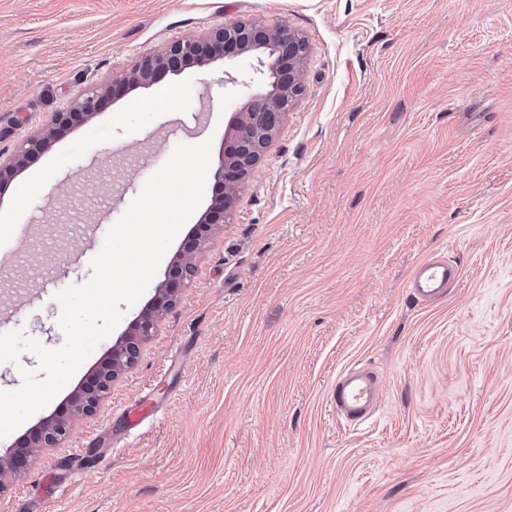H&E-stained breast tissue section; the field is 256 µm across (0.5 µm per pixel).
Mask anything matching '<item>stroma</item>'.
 Instances as JSON below:
<instances>
[{
	"label": "stroma",
	"mask_w": 512,
	"mask_h": 512,
	"mask_svg": "<svg viewBox=\"0 0 512 512\" xmlns=\"http://www.w3.org/2000/svg\"><path fill=\"white\" fill-rule=\"evenodd\" d=\"M249 21L305 37L301 96L177 308L0 512H512V0H0V157L171 40ZM251 71L183 66L28 159L0 194V333L64 344L55 294L90 279L178 144L211 141L218 166ZM438 254L460 283L413 301ZM355 365L382 387L360 426L329 405ZM144 405L158 416L129 436Z\"/></svg>",
	"instance_id": "1"
}]
</instances>
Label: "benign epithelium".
I'll return each mask as SVG.
<instances>
[{
    "label": "benign epithelium",
    "instance_id": "7a95c632",
    "mask_svg": "<svg viewBox=\"0 0 512 512\" xmlns=\"http://www.w3.org/2000/svg\"><path fill=\"white\" fill-rule=\"evenodd\" d=\"M235 43L238 53L253 60L255 77L245 83L248 100L234 119V137L231 147L218 167L212 172L214 184L224 188L220 206L229 208L237 201V180L246 174L268 147L285 113L302 94L303 62L306 57L304 38L286 26L266 28L256 22L227 25L217 24L207 34L169 43L160 53L146 55L129 71L117 77V83L137 88L152 84L161 72L174 68L183 56H196L206 67L223 58L224 44ZM110 88L95 89L84 96L68 112H56L45 127V134L27 142L5 164L3 171H20L27 158L45 148L59 128L75 118H92L100 110ZM202 242L193 243L183 254L178 285H161L150 304L131 323L125 336L112 346L109 364L95 379L92 386L76 394L72 418L46 421L27 442L29 448H56L69 432L71 419L93 416L112 382L137 360L140 346L155 335L164 314L179 303L180 286L196 272V254Z\"/></svg>",
    "mask_w": 512,
    "mask_h": 512
}]
</instances>
